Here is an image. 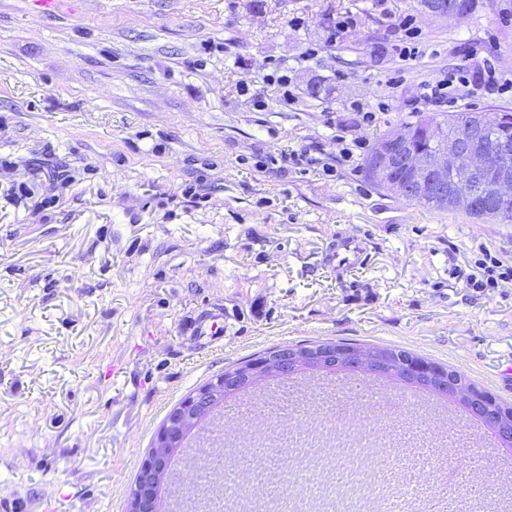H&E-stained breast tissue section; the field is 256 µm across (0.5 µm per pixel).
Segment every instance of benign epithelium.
Segmentation results:
<instances>
[{"label":"benign epithelium","instance_id":"7a95c632","mask_svg":"<svg viewBox=\"0 0 512 512\" xmlns=\"http://www.w3.org/2000/svg\"><path fill=\"white\" fill-rule=\"evenodd\" d=\"M427 14L440 19L466 16L469 0H427ZM440 147L422 155L412 146L408 130L392 131L374 147L369 159V173L383 188L397 196L418 199L431 197L445 207H463L498 212L512 203V143L488 142L480 118L452 133L438 137ZM286 370L303 356L313 359L345 357L349 352L333 343L274 350ZM448 386L459 390L479 413L501 409L486 392L469 387L454 372H448ZM184 409H173L160 426L153 446L142 461L127 497L126 512H146L161 476L164 456L179 436L185 418Z\"/></svg>","mask_w":512,"mask_h":512}]
</instances>
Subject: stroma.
<instances>
[{
	"instance_id": "stroma-1",
	"label": "stroma",
	"mask_w": 512,
	"mask_h": 512,
	"mask_svg": "<svg viewBox=\"0 0 512 512\" xmlns=\"http://www.w3.org/2000/svg\"><path fill=\"white\" fill-rule=\"evenodd\" d=\"M344 12L355 26L326 43ZM407 15L427 55L402 63ZM313 44L318 58L292 73L296 107L280 106L264 75ZM475 45L512 74V0L448 20L419 0H62L51 18L0 0V512H39L56 493L61 512H125L169 412L267 348H401L512 405V288L451 276L484 248L512 261V223L410 203L359 159L330 174L274 161L302 148L335 161L337 135L371 144L434 113L423 81ZM245 80L268 109L240 96ZM354 101L382 105L378 120L358 126ZM342 233L365 257L340 269ZM217 311L223 341L191 337ZM252 399L274 438L281 410L311 424L348 401L356 423L374 420L350 388L312 380ZM386 401L430 480L512 486L477 434L400 392ZM248 435L223 415L224 452L262 467Z\"/></svg>"
}]
</instances>
